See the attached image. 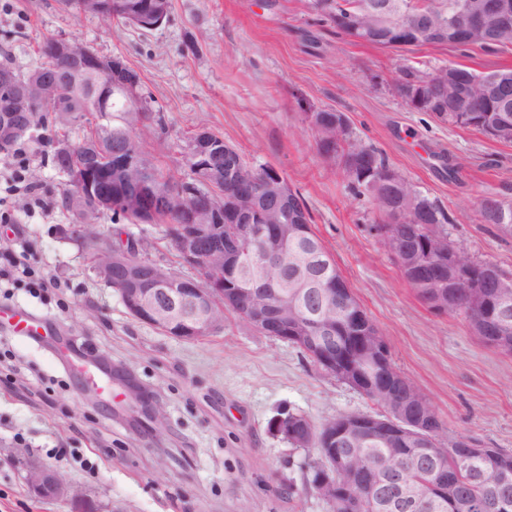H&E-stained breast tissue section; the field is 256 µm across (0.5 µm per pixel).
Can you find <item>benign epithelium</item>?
I'll return each instance as SVG.
<instances>
[{
    "mask_svg": "<svg viewBox=\"0 0 512 512\" xmlns=\"http://www.w3.org/2000/svg\"><path fill=\"white\" fill-rule=\"evenodd\" d=\"M456 16L458 25L452 31L459 39L474 28L491 34L499 25L512 22V0H461ZM384 23L397 32L394 46L399 48L447 32L443 25L428 23L421 12H413L408 18L391 14ZM51 51L62 70L103 72L111 83L126 88L139 83V75L122 60L104 58L88 49L77 50L68 39H55ZM510 83L511 75H499L484 84L477 95L460 82L452 109L474 116L479 112H506L512 108L508 103L512 98L508 93ZM34 93L35 89L20 82L12 70L0 69V150L27 132ZM403 97L411 108L422 112H436L442 105L438 93L423 86L406 88ZM189 159L198 180L223 181L230 187L224 205L215 208L208 197L198 195L184 210V223L169 226V239L178 259L196 268L198 276L183 277L165 265L139 258V243L130 241L99 251L94 266L98 277L118 293L134 319L184 341L194 342L219 332L224 327V304L239 305L250 313L246 324L252 328L261 333L274 328L275 339L316 351L329 375L361 392L373 391L386 404L382 417L339 414L316 426L303 414H279L270 423L271 430L295 448H311L314 439H319L323 453L311 473L312 485L323 501L334 505L336 499L359 491L380 497L379 486L367 478L356 482L346 479L342 468L360 471L358 460L363 447L379 444L388 448L407 436L419 440L420 453L413 459L399 453L386 467L398 502L417 509L427 499L446 497L448 481L435 466L442 454L435 420L421 408L419 389L408 378L392 372L383 338L369 329V320L348 283L336 279L330 272L331 262L310 247L289 253L288 261L294 269L291 278L274 283L268 277L270 269L279 263L281 249L300 236L296 216L293 223L279 224L273 230L259 223L261 210L269 203L288 209L292 193L288 180L276 170H267L251 183V204L244 206L238 192L231 189L238 170L233 146L199 131L190 141ZM140 164L141 156L112 140V124L101 123L69 162L65 174L93 207L109 211L114 199L112 183L103 181V176L123 175ZM133 198L140 201L146 217L152 218L166 196L158 190L151 194L137 188ZM392 211L396 223L382 234L405 279L424 302L433 311L445 314L459 308V289L478 291L483 297L469 318L475 334L490 338L494 344L512 341V277L491 262L465 260L452 248L423 253L406 234L405 206L396 204ZM201 212L227 217L232 232L257 248L241 246L225 252L224 225L198 223ZM351 325L368 329L373 343L372 356L359 365L352 362L339 336L341 327ZM448 449L474 471L479 463L497 455V449L465 436L454 439ZM14 459L33 496L63 502L70 512H119L112 509V503L75 485L59 470L31 459L27 450H16ZM493 500L500 510L512 506V473L506 468L497 477Z\"/></svg>",
    "mask_w": 512,
    "mask_h": 512,
    "instance_id": "1",
    "label": "benign epithelium"
}]
</instances>
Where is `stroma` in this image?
Returning a JSON list of instances; mask_svg holds the SVG:
<instances>
[{
  "instance_id": "stroma-1",
  "label": "stroma",
  "mask_w": 512,
  "mask_h": 512,
  "mask_svg": "<svg viewBox=\"0 0 512 512\" xmlns=\"http://www.w3.org/2000/svg\"><path fill=\"white\" fill-rule=\"evenodd\" d=\"M20 30L9 52L20 70L38 61L47 36L77 39L136 70L161 128L146 152L178 179H190L189 138L206 129L251 166L283 174L305 199L312 227L410 379L448 434L512 449V353L485 344L458 314L423 304L370 226L373 200L353 195L337 160L321 156L307 115L344 112L355 135L380 150L452 217L448 237L475 260L512 273V237L480 223V202H512V144L412 110L397 92V61L423 72L446 63L481 73L512 68L511 52L429 44L399 52L353 40L314 9V0H172L167 21L143 30L118 19L75 15L61 0H0V31ZM19 146L39 174L33 194L9 191L13 151L0 152V256L26 237L35 274L61 287L31 293L28 277L5 300L57 320L83 345L86 360L112 366L111 395L73 378L60 356L19 342L0 327V512H69L31 497L8 455L27 448L68 479L112 502L118 512H327L306 487L314 451L291 447L270 420L283 410L313 422L382 407L318 370L300 351L234 316L202 341L162 334L131 317L95 274L91 256L61 227L74 216L60 205L65 176L50 158V131ZM149 243L146 258L178 267L159 224L98 219L99 236L116 229ZM154 393L166 415L159 434L137 426L140 402L125 386Z\"/></svg>"
}]
</instances>
